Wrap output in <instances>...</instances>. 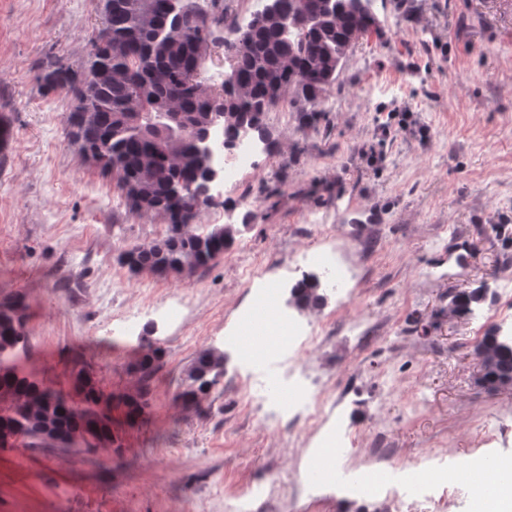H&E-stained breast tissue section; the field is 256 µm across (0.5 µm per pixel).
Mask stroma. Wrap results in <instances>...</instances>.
<instances>
[{
	"instance_id": "obj_1",
	"label": "stroma",
	"mask_w": 512,
	"mask_h": 512,
	"mask_svg": "<svg viewBox=\"0 0 512 512\" xmlns=\"http://www.w3.org/2000/svg\"><path fill=\"white\" fill-rule=\"evenodd\" d=\"M104 2L0 0V311L13 308L27 338L22 373L73 400L83 370L142 409H113L104 449L0 448V512H474L478 490L460 481L414 500L340 484L512 461V387L483 384L476 355L488 331L512 328L500 293L512 280V0H374L382 38L349 53L316 122L285 103L268 113L276 154L257 148L253 169L220 185L234 211L196 218L238 225L234 242L190 275L120 263L166 224L129 210L73 145L70 95L41 87L48 61L85 62ZM393 110L410 128L382 134ZM312 248L338 267L301 264ZM252 264L277 315L326 325L306 353L237 346L257 303ZM297 264L319 276L322 307H288ZM478 288L484 300L458 312L454 299ZM151 344L163 355L145 382ZM211 347L224 376L184 401ZM294 381L326 400L319 426L265 399ZM336 434L346 443L329 444Z\"/></svg>"
}]
</instances>
